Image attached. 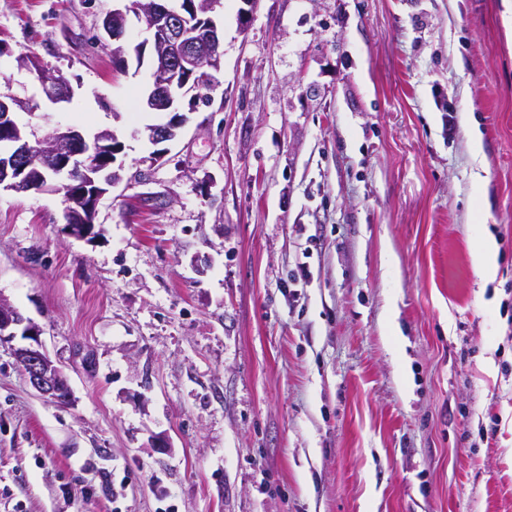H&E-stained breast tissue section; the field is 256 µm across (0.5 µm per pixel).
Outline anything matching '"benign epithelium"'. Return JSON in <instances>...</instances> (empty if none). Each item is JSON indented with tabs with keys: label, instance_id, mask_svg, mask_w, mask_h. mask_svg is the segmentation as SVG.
<instances>
[{
	"label": "benign epithelium",
	"instance_id": "7a95c632",
	"mask_svg": "<svg viewBox=\"0 0 512 512\" xmlns=\"http://www.w3.org/2000/svg\"><path fill=\"white\" fill-rule=\"evenodd\" d=\"M221 0H128L112 10L103 29L115 43L116 55L143 60L151 49L154 83L142 98L151 112H172L189 89L208 90L215 74L223 66L222 34L210 13ZM144 23L148 36L126 49L120 44L130 25V17ZM45 96L50 103H69L74 98L72 86L51 75L42 77ZM19 99L0 93V132L7 135L0 149V190L16 193H68L63 218L68 234L87 238L94 234L99 200L121 182L120 169L114 168L120 144L102 133L87 142L80 130L56 124L45 136L32 139L17 132L15 111ZM185 119L171 120L149 127V139L155 143L170 141ZM41 169V180L30 181L29 171ZM22 337L28 344L13 348L30 385L52 402L68 406L73 393L68 377L44 350L39 330L13 306L0 298V344Z\"/></svg>",
	"mask_w": 512,
	"mask_h": 512
}]
</instances>
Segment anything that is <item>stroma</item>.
Returning <instances> with one entry per match:
<instances>
[{
	"label": "stroma",
	"mask_w": 512,
	"mask_h": 512,
	"mask_svg": "<svg viewBox=\"0 0 512 512\" xmlns=\"http://www.w3.org/2000/svg\"><path fill=\"white\" fill-rule=\"evenodd\" d=\"M115 6L0 0L17 120L123 145L95 236L0 191V298L74 394L0 345V512H512V0H222L156 161L150 63L88 43ZM42 85L45 96L50 103L57 105L61 103H70L74 98V89L72 86L51 74H44ZM498 255V245L494 238L483 236L478 240L471 258L482 282L495 278L499 266ZM19 333L22 339L31 342L14 347L13 354L30 385L57 405H71L73 393L69 379L44 350L39 330L0 298V344L12 342Z\"/></svg>",
	"instance_id": "obj_1"
}]
</instances>
